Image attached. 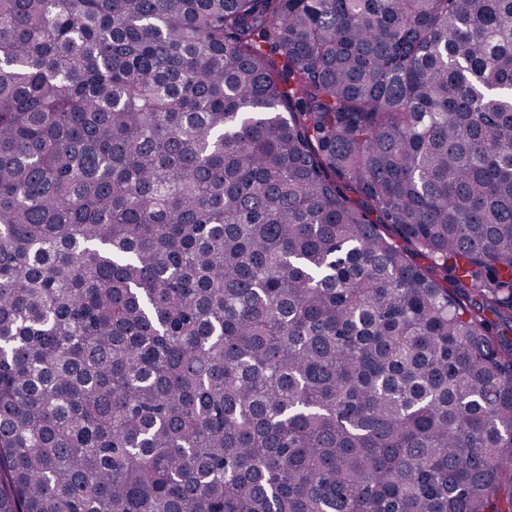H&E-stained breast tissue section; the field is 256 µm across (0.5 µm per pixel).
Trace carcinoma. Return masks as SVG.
Segmentation results:
<instances>
[{
	"instance_id": "carcinoma-1",
	"label": "carcinoma",
	"mask_w": 512,
	"mask_h": 512,
	"mask_svg": "<svg viewBox=\"0 0 512 512\" xmlns=\"http://www.w3.org/2000/svg\"><path fill=\"white\" fill-rule=\"evenodd\" d=\"M0 512H512V0H0Z\"/></svg>"
}]
</instances>
